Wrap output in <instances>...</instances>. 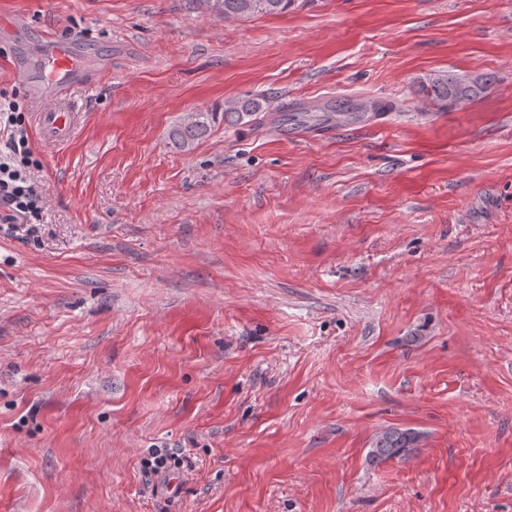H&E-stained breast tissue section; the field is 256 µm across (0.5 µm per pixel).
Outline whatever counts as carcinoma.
Here are the masks:
<instances>
[{"instance_id":"cac0c4a2","label":"carcinoma","mask_w":512,"mask_h":512,"mask_svg":"<svg viewBox=\"0 0 512 512\" xmlns=\"http://www.w3.org/2000/svg\"><path fill=\"white\" fill-rule=\"evenodd\" d=\"M295 0H213L215 9L224 18H249L253 16L279 15L288 11ZM483 83H464L448 73L439 74L419 84L424 96L437 102H460L478 95ZM265 109L262 99L257 97L239 98L224 102V111L200 110L195 120L179 122L169 131L171 143L178 149L188 151L205 138L219 119L242 124L244 120H256ZM419 441V434L409 429L390 428L379 434L372 443L368 459L378 464L405 455Z\"/></svg>"}]
</instances>
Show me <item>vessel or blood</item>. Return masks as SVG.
Returning a JSON list of instances; mask_svg holds the SVG:
<instances>
[{
    "instance_id": "vessel-or-blood-1",
    "label": "vessel or blood",
    "mask_w": 512,
    "mask_h": 512,
    "mask_svg": "<svg viewBox=\"0 0 512 512\" xmlns=\"http://www.w3.org/2000/svg\"><path fill=\"white\" fill-rule=\"evenodd\" d=\"M51 67L54 73V107H45L41 98H34L33 107L40 133L46 143L61 144L70 140L78 131L82 120V108L73 100L69 92L72 80H80L88 85H98L100 74L85 73L76 64L71 44L65 43L52 56Z\"/></svg>"
}]
</instances>
